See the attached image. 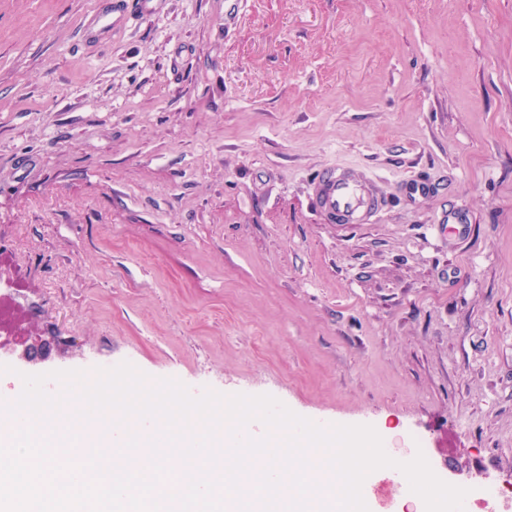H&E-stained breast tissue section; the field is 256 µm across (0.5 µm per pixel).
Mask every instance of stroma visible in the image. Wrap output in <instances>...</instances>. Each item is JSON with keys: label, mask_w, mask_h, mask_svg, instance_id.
I'll return each mask as SVG.
<instances>
[{"label": "stroma", "mask_w": 512, "mask_h": 512, "mask_svg": "<svg viewBox=\"0 0 512 512\" xmlns=\"http://www.w3.org/2000/svg\"><path fill=\"white\" fill-rule=\"evenodd\" d=\"M99 7L0 0V247L50 346L0 396L127 361L512 498V0ZM327 167L376 221L323 219ZM313 188L317 208L337 224H370L385 209L375 179L351 169L326 168Z\"/></svg>", "instance_id": "1"}]
</instances>
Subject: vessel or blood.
<instances>
[{
    "label": "vessel or blood",
    "instance_id": "b4317fda",
    "mask_svg": "<svg viewBox=\"0 0 512 512\" xmlns=\"http://www.w3.org/2000/svg\"><path fill=\"white\" fill-rule=\"evenodd\" d=\"M313 188L317 208L339 224H368L385 209L374 178L350 169H324Z\"/></svg>",
    "mask_w": 512,
    "mask_h": 512
}]
</instances>
